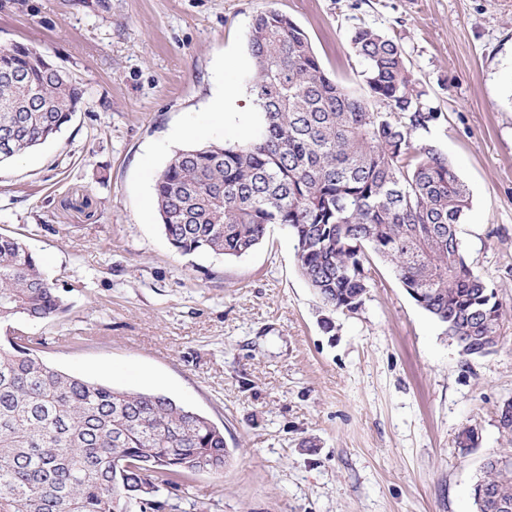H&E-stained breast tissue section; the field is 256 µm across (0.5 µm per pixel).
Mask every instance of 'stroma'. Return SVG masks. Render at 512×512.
I'll return each mask as SVG.
<instances>
[{"mask_svg":"<svg viewBox=\"0 0 512 512\" xmlns=\"http://www.w3.org/2000/svg\"><path fill=\"white\" fill-rule=\"evenodd\" d=\"M270 9L374 111L350 33L399 44L440 114L412 140L470 191L458 235L504 310L490 354L462 356L380 259L362 307L332 312L282 226L237 258L184 257L163 236L153 187L175 152L258 129L247 40ZM16 43L86 101L55 139L0 164V233L67 304L18 325L41 358L223 428V473L179 481L204 512H474L483 461L512 446L498 428L512 401V0H0V47ZM226 90L234 104L215 112ZM467 428L478 441L465 454Z\"/></svg>","mask_w":512,"mask_h":512,"instance_id":"obj_1","label":"stroma"}]
</instances>
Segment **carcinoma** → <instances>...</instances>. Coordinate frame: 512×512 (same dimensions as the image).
Segmentation results:
<instances>
[{
	"label": "carcinoma",
	"instance_id": "carcinoma-1",
	"mask_svg": "<svg viewBox=\"0 0 512 512\" xmlns=\"http://www.w3.org/2000/svg\"><path fill=\"white\" fill-rule=\"evenodd\" d=\"M350 45L385 111H369L330 78L287 15H255L247 48L260 127L247 146L175 153L154 184L162 233L183 255L226 258L282 225L302 275L334 311L362 306L373 254L392 264L461 355L488 354L503 309L458 237L470 192L447 158L412 143L440 113L424 109L394 40L364 25ZM83 105L82 90L41 53L1 48L0 126L19 115L25 125L0 162L53 139ZM66 310L38 257L1 234L0 512H173L178 478L224 470V430L164 394L57 370L39 356L42 341L9 326ZM474 504L512 512V449L485 462Z\"/></svg>",
	"mask_w": 512,
	"mask_h": 512
}]
</instances>
